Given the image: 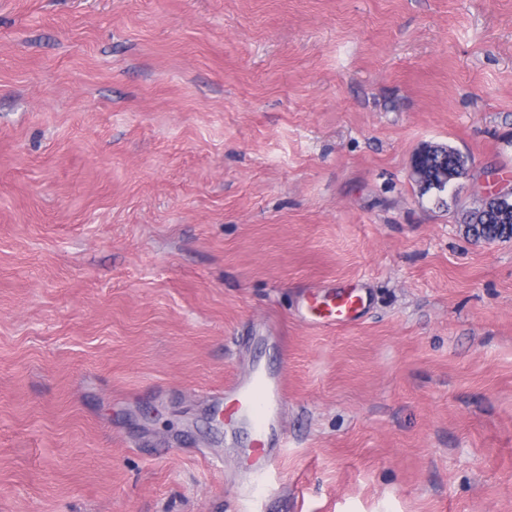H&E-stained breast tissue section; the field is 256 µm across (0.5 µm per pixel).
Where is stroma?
<instances>
[{
  "instance_id": "stroma-1",
  "label": "stroma",
  "mask_w": 512,
  "mask_h": 512,
  "mask_svg": "<svg viewBox=\"0 0 512 512\" xmlns=\"http://www.w3.org/2000/svg\"><path fill=\"white\" fill-rule=\"evenodd\" d=\"M500 187L512 0H0V512H512V239L463 224ZM256 364L244 497L211 394ZM447 147H448V156H447L448 160L446 159L442 162H439L440 159H438L437 164H435V163L430 164L429 159L425 160L424 166L427 168V173H428L427 179H426V185L425 186L417 185L420 188V190L423 191V195L434 191L435 201L437 202V204H441V205H445L447 203L446 200L443 198L442 194L444 192H446L448 187L452 184V181L450 180L449 175H450V171L452 170L455 163L457 162V156H456L455 151L460 152L458 149L453 148L451 146H447ZM443 165H445V166L448 165V181L443 179L444 175L442 173V170L445 167ZM366 306V301L359 294L358 287L333 295L332 298L319 300L313 297L307 321L320 325H341L356 320ZM288 378L282 371L271 374L261 367L237 375L224 385L232 415L243 419L252 446L248 470L260 475L272 459L277 446H283L282 405L287 397Z\"/></svg>"
}]
</instances>
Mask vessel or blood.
<instances>
[{"label":"vessel or blood","instance_id":"vessel-or-blood-1","mask_svg":"<svg viewBox=\"0 0 512 512\" xmlns=\"http://www.w3.org/2000/svg\"><path fill=\"white\" fill-rule=\"evenodd\" d=\"M366 306L357 288L339 292L328 299H312L307 320L313 324L341 325L356 320ZM285 373L272 374L252 368L224 386V395L232 414L244 421L251 444V474H261L283 443L282 405L287 397Z\"/></svg>","mask_w":512,"mask_h":512}]
</instances>
